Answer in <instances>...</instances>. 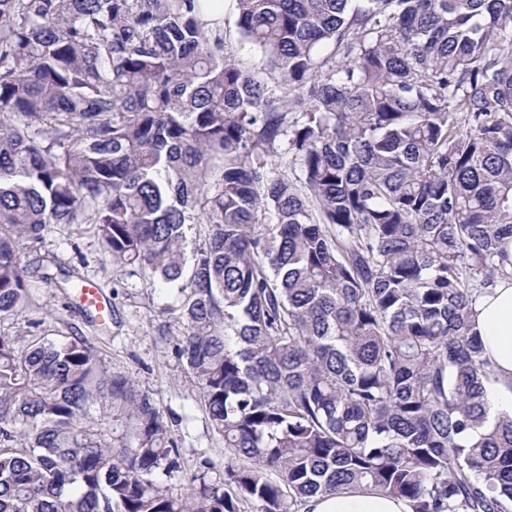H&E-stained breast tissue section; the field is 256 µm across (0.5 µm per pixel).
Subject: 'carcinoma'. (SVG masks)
<instances>
[{
  "mask_svg": "<svg viewBox=\"0 0 512 512\" xmlns=\"http://www.w3.org/2000/svg\"><path fill=\"white\" fill-rule=\"evenodd\" d=\"M0 0V317L93 224L179 298L224 472L174 496L154 399L83 336L0 333V512H512L480 297L512 279V0ZM288 141L300 175L278 149ZM194 224L208 225L199 243ZM224 54L243 70L261 71V54L243 41L233 0H224ZM301 512H411L407 501L367 492L317 496Z\"/></svg>",
  "mask_w": 512,
  "mask_h": 512,
  "instance_id": "carcinoma-1",
  "label": "carcinoma"
}]
</instances>
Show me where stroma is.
I'll return each instance as SVG.
<instances>
[{"label": "stroma", "instance_id": "1", "mask_svg": "<svg viewBox=\"0 0 512 512\" xmlns=\"http://www.w3.org/2000/svg\"><path fill=\"white\" fill-rule=\"evenodd\" d=\"M224 53L243 70L262 68L260 52L242 39L233 0H224ZM42 248L54 253L62 266L95 281L115 304L119 322L100 332L87 322L75 297L45 285L22 316L0 320V333L22 336L28 321L39 320L49 336H86L111 371L128 376L140 391L151 395L165 417L172 419L171 429L179 441L180 467L161 478L172 494L192 488L200 456H208L215 473H222L224 442L210 428L200 406L198 384L175 352V293L153 289L142 276L113 265L104 257L93 225L51 226Z\"/></svg>", "mask_w": 512, "mask_h": 512}]
</instances>
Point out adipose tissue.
I'll return each instance as SVG.
<instances>
[{
	"label": "adipose tissue",
	"mask_w": 512,
	"mask_h": 512,
	"mask_svg": "<svg viewBox=\"0 0 512 512\" xmlns=\"http://www.w3.org/2000/svg\"><path fill=\"white\" fill-rule=\"evenodd\" d=\"M475 329L493 362L487 386L490 417L512 413V281H500L476 306ZM302 512H411L407 501L367 492L317 496Z\"/></svg>",
	"instance_id": "adipose-tissue-1"
}]
</instances>
